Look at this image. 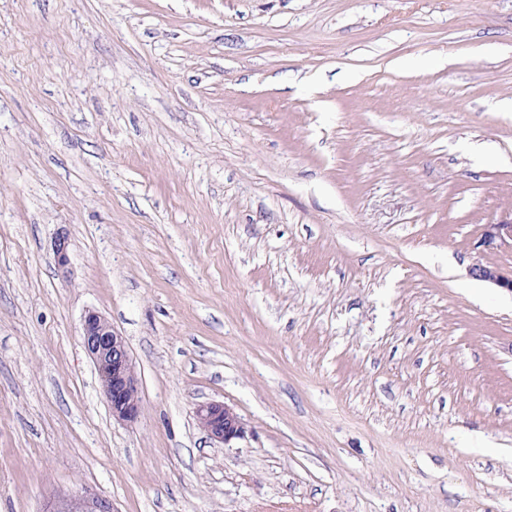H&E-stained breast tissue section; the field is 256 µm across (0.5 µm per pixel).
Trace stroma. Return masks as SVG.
I'll return each mask as SVG.
<instances>
[{
    "instance_id": "35a3bbf8",
    "label": "stroma",
    "mask_w": 512,
    "mask_h": 512,
    "mask_svg": "<svg viewBox=\"0 0 512 512\" xmlns=\"http://www.w3.org/2000/svg\"><path fill=\"white\" fill-rule=\"evenodd\" d=\"M511 220L512 0H0V512H512ZM469 274L477 280L489 282L512 293V269L505 271L497 266L477 262L469 268ZM80 336L82 347L102 376V392L112 417L123 423L135 422L141 401L125 339L96 311L84 316ZM196 417L210 440L224 445L243 439L247 427L235 410L223 402H208L198 406ZM43 512H116L111 499L86 488L60 492Z\"/></svg>"
}]
</instances>
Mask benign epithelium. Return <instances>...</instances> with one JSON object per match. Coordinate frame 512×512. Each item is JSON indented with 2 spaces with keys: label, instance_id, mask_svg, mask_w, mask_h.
I'll return each mask as SVG.
<instances>
[{
  "label": "benign epithelium",
  "instance_id": "benign-epithelium-1",
  "mask_svg": "<svg viewBox=\"0 0 512 512\" xmlns=\"http://www.w3.org/2000/svg\"><path fill=\"white\" fill-rule=\"evenodd\" d=\"M512 240V222L487 224L482 243ZM69 237L60 233L53 242V253L59 271L69 275ZM473 278L489 282L512 293V269L474 263L469 268ZM81 344L102 376V392L112 417L123 423L135 422L141 413L137 377L125 339L112 324L96 311L88 312L82 322ZM196 417L210 440L224 445L243 439L247 427L235 410L224 402H208L198 406ZM43 512H115L112 500L86 488L57 494Z\"/></svg>",
  "mask_w": 512,
  "mask_h": 512
}]
</instances>
